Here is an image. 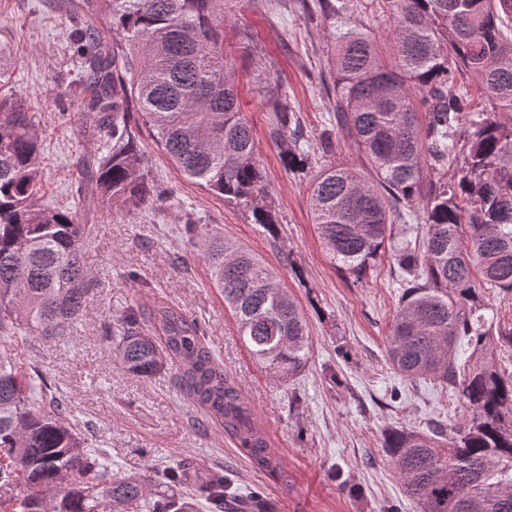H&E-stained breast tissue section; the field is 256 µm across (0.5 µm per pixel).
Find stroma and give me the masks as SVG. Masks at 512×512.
<instances>
[{
	"mask_svg": "<svg viewBox=\"0 0 512 512\" xmlns=\"http://www.w3.org/2000/svg\"><path fill=\"white\" fill-rule=\"evenodd\" d=\"M69 3L61 10L54 0H0V34L14 46L11 91L27 100L42 133L40 200L73 211L86 225L83 261L93 283L71 336H2L0 353L45 371L115 475L147 476L178 462L194 472L231 474L241 489L259 490L272 512H418L382 451L386 428L449 430L468 421L470 410L458 393L402 377L387 361L403 293L392 253H382L358 279L333 266L322 247L309 202L316 171L345 163L367 175V160L344 140L336 154L315 158L305 170L283 163V148L305 149L328 131L335 112L334 24L322 0L224 4V53L265 169L278 221L272 233L186 180L145 128L137 133L143 171L149 182L172 189L171 198L126 213L103 201L92 178L104 156L103 132L95 113L77 114L70 105L79 63L66 46L82 0ZM274 92L288 95L302 134L282 148L270 138ZM191 219L253 251L293 293L312 337L298 375L278 379L249 355L211 283L202 242L185 232ZM162 301L200 324L221 366L240 381L283 457L284 478L253 469L223 428L204 421L177 380L175 361L150 379L113 362L107 332L130 310Z\"/></svg>",
	"mask_w": 512,
	"mask_h": 512,
	"instance_id": "obj_1",
	"label": "stroma"
}]
</instances>
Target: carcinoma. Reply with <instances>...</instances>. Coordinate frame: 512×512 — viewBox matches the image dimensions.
<instances>
[{"mask_svg": "<svg viewBox=\"0 0 512 512\" xmlns=\"http://www.w3.org/2000/svg\"><path fill=\"white\" fill-rule=\"evenodd\" d=\"M387 14L389 47L367 34L338 32L336 126L368 159L369 180L345 165L323 168L310 207L325 252L360 278L385 245L407 275L387 338L400 375L434 380L459 393L467 423L447 432L393 427L383 451L419 512H512V374L490 355L512 345V328L481 313L480 290L512 294V0H367ZM112 17V42L96 16ZM84 23L69 37L81 75L72 95L109 121L97 185L119 205H163L144 176L130 113L148 126L182 176L276 224L265 172L242 116L224 58V0H83ZM477 82L481 110L459 79ZM12 54L0 38V335L63 336L82 318L91 281L83 262L85 225L71 211L42 204L39 130L27 103L5 92ZM271 137L299 138L287 95L270 98ZM322 134L317 155L336 153ZM451 165L445 181L426 182L425 166ZM422 216V246L391 241L404 209ZM204 237L213 285L224 295L249 353L274 376L290 379L309 358L311 339L296 299L249 249ZM163 346L139 329L136 314L112 332V358L151 378L162 352L179 365L180 384L204 415L224 428L259 472L284 476V462L254 416L241 384L224 372L196 321L180 308L149 310ZM466 338L474 361L460 362ZM210 512H264L258 494L231 491L224 476L201 480ZM151 479L118 477L68 408L50 393L43 371L22 370L0 353V512H189L173 495L147 497Z\"/></svg>", "mask_w": 512, "mask_h": 512, "instance_id": "1", "label": "carcinoma"}]
</instances>
